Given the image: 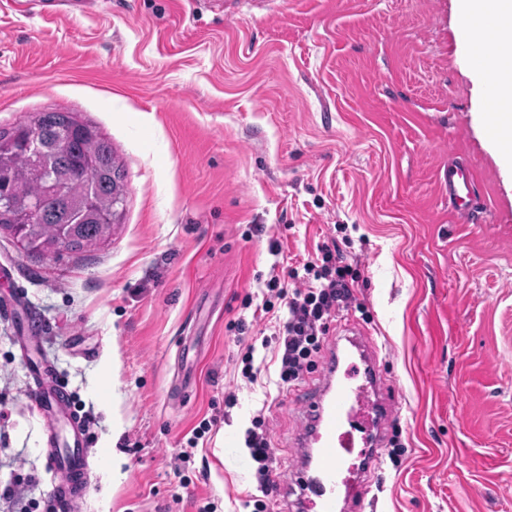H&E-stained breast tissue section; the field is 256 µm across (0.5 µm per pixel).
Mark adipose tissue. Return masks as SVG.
Returning <instances> with one entry per match:
<instances>
[{
	"mask_svg": "<svg viewBox=\"0 0 512 512\" xmlns=\"http://www.w3.org/2000/svg\"><path fill=\"white\" fill-rule=\"evenodd\" d=\"M459 8L467 22L477 29L494 28L496 43H484L471 55V68L484 76L500 98L501 110L495 115L497 125L512 127V57L497 56L496 45L512 41V0H458ZM496 55L494 68H486L484 59Z\"/></svg>",
	"mask_w": 512,
	"mask_h": 512,
	"instance_id": "1",
	"label": "adipose tissue"
}]
</instances>
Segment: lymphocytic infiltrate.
I'll use <instances>...</instances> for the list:
<instances>
[{"instance_id": "f902f5d3", "label": "lymphocytic infiltrate", "mask_w": 512, "mask_h": 512, "mask_svg": "<svg viewBox=\"0 0 512 512\" xmlns=\"http://www.w3.org/2000/svg\"><path fill=\"white\" fill-rule=\"evenodd\" d=\"M356 276L344 260L335 238L318 244L317 252L302 268L283 267L266 281L254 317L273 315L283 308L285 317H275L272 340L278 365L276 385L289 389L303 383L317 366V359L337 314L358 302ZM245 444L256 464L255 512H265V500L279 496L280 474L272 465V445L264 415H257L246 432Z\"/></svg>"}]
</instances>
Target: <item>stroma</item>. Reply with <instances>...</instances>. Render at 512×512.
I'll use <instances>...</instances> for the list:
<instances>
[{
    "instance_id": "obj_1",
    "label": "stroma",
    "mask_w": 512,
    "mask_h": 512,
    "mask_svg": "<svg viewBox=\"0 0 512 512\" xmlns=\"http://www.w3.org/2000/svg\"><path fill=\"white\" fill-rule=\"evenodd\" d=\"M44 8L0 0V128L73 113L110 141L126 194L111 241L86 252L28 256L0 230V491H15L0 512H61L21 342L38 327L85 420L81 512H249L260 411L290 480L295 393L276 386L264 322L229 323L251 318L270 239L303 261L330 236L364 304L331 333H370L405 445L367 474L371 512H512V169L457 0ZM452 162L475 168L484 223L452 212Z\"/></svg>"
}]
</instances>
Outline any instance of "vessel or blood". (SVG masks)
<instances>
[{
	"label": "vessel or blood",
	"mask_w": 512,
	"mask_h": 512,
	"mask_svg": "<svg viewBox=\"0 0 512 512\" xmlns=\"http://www.w3.org/2000/svg\"><path fill=\"white\" fill-rule=\"evenodd\" d=\"M475 191L472 167L449 166L448 201L457 215H474ZM346 342L343 352L329 354L318 385L300 407L306 426L296 442L299 462L291 486L299 491L298 503L310 505L311 512H338L339 502H352L350 458L356 453L367 465L378 464L380 436L395 414L396 399L376 345L356 336ZM88 459L85 430L79 418H72L71 435L59 457L69 476L58 492L67 512H79L82 506Z\"/></svg>",
	"instance_id": "obj_1"
}]
</instances>
